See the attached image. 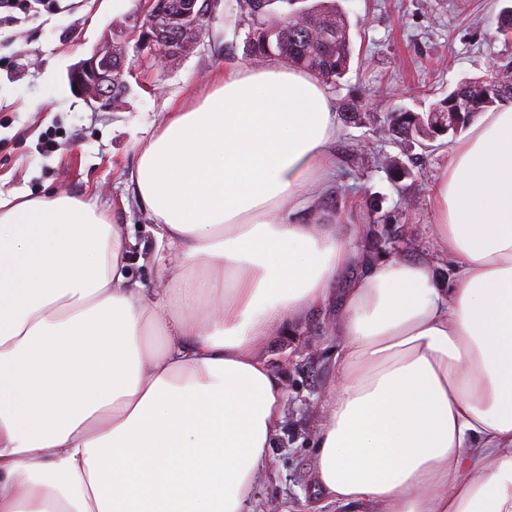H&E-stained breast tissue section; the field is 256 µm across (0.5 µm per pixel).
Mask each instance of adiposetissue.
I'll return each mask as SVG.
<instances>
[{
	"instance_id": "obj_1",
	"label": "adipose tissue",
	"mask_w": 512,
	"mask_h": 512,
	"mask_svg": "<svg viewBox=\"0 0 512 512\" xmlns=\"http://www.w3.org/2000/svg\"><path fill=\"white\" fill-rule=\"evenodd\" d=\"M323 82L225 73L130 174L155 283L97 203L0 197V512H252L285 390L261 354L358 260L294 214L333 178ZM432 263L353 279L320 410L317 482L369 512H512V101L437 177Z\"/></svg>"
}]
</instances>
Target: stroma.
Masks as SVG:
<instances>
[{
    "mask_svg": "<svg viewBox=\"0 0 512 512\" xmlns=\"http://www.w3.org/2000/svg\"><path fill=\"white\" fill-rule=\"evenodd\" d=\"M353 37V64L334 102L364 97L363 124L344 126L336 140L337 169L346 170L347 199L322 211L327 224H364L371 236L351 241L359 255L347 276L367 271L375 237L395 233L393 246L436 266L445 285L454 272L434 246L431 187L458 138L432 148L382 138L389 112L427 109L459 81L485 74L494 59L512 55V40L497 32L500 11L512 0H341ZM236 0H220L191 55L157 66L144 50L127 49L128 90L118 108L105 109L72 88L68 73L91 55L104 32L125 22L112 0H49L14 21L0 22V194L34 198L64 190L92 199L113 223L145 242L147 217L132 198L129 172L138 148L161 127L176 102L205 94L214 73L246 64V30ZM399 157L408 177L391 180L379 164ZM382 200L380 212L363 197ZM340 298L313 312L289 336L269 341L262 355L286 387L283 423L270 450L267 477L252 492L253 512H363L357 504L328 502L315 478L319 407L333 379Z\"/></svg>",
    "mask_w": 512,
    "mask_h": 512,
    "instance_id": "35a3bbf8",
    "label": "stroma"
}]
</instances>
